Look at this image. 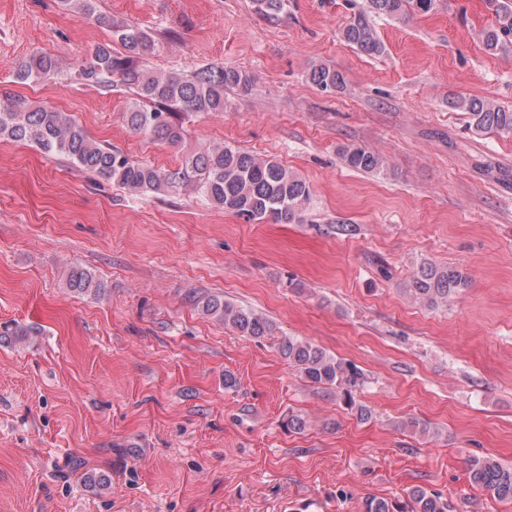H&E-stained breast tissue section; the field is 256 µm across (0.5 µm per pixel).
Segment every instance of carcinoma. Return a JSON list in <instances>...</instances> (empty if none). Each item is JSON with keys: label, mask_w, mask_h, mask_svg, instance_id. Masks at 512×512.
<instances>
[{"label": "carcinoma", "mask_w": 512, "mask_h": 512, "mask_svg": "<svg viewBox=\"0 0 512 512\" xmlns=\"http://www.w3.org/2000/svg\"><path fill=\"white\" fill-rule=\"evenodd\" d=\"M487 3L492 23L483 32L484 47L495 55L512 47V5L505 0ZM435 5L436 0H368L367 8L355 12L344 26L342 39L367 55L380 56L385 46L372 16L403 19L415 11L428 13ZM112 33L124 53L116 55L110 46L100 45L90 57L67 70L56 57L35 53L18 64L15 82L39 83L67 74L108 91L120 85L135 95V102L126 112L131 129L172 146L179 145L185 136L181 115L222 112L226 106L225 91L247 95L253 90V77L232 67L210 66L192 75L154 72L141 64L143 57L157 50L150 34L130 24L115 25ZM308 75L324 93H334L345 85L342 72L324 63L312 64ZM451 105L468 113L471 126L479 132L512 133V111L491 100L457 97ZM1 138L27 142L131 194L177 191L190 185L211 204L248 223L299 224L311 197L309 185L299 174L268 157L230 145L212 146L184 157L181 167L162 171L134 162L122 151L95 139L66 112L45 105L33 107L7 94L0 100ZM340 155L351 169L371 174L388 171L386 158L366 146H343ZM468 284L469 277L463 269L424 260L404 292L422 306L435 310L448 306ZM65 285L74 295H90L98 300L107 296L104 283L79 263L69 267ZM195 305L202 315L242 337L275 340L279 355L307 382L336 389V396L358 420L372 418L371 409L356 400L364 378L355 365L308 340L279 335L274 321L222 295L201 296ZM34 335L35 331L20 324L6 326L0 330V345L24 344ZM285 426L303 433L310 427V420L303 413L292 412ZM468 481L500 502H512V465L505 466L488 457L473 459L469 461ZM110 483L109 475L94 469L83 476L84 487L98 496L109 489ZM364 507L365 512H450L447 498L422 487L413 488L405 500L370 497Z\"/></svg>", "instance_id": "carcinoma-1"}]
</instances>
